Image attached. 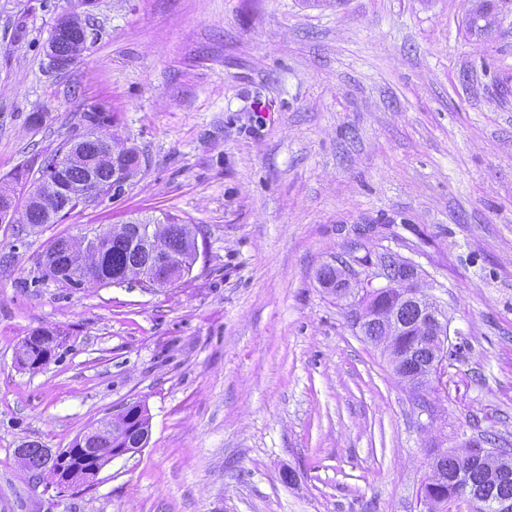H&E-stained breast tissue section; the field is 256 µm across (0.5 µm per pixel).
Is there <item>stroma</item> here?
<instances>
[{
	"label": "stroma",
	"mask_w": 512,
	"mask_h": 512,
	"mask_svg": "<svg viewBox=\"0 0 512 512\" xmlns=\"http://www.w3.org/2000/svg\"><path fill=\"white\" fill-rule=\"evenodd\" d=\"M0 0V180L102 103L141 155L123 195L0 224V512H421L437 451L512 449V0ZM69 11L98 29L52 67ZM44 113L33 126V113ZM196 230L174 287L68 289L54 239L132 216ZM394 255L450 320L422 408L325 267ZM58 331L32 372L15 352ZM144 405L147 444L55 496L17 448Z\"/></svg>",
	"instance_id": "1"
}]
</instances>
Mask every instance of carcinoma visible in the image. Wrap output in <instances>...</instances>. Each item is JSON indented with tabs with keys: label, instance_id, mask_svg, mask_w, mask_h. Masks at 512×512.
Returning a JSON list of instances; mask_svg holds the SVG:
<instances>
[{
	"label": "carcinoma",
	"instance_id": "1",
	"mask_svg": "<svg viewBox=\"0 0 512 512\" xmlns=\"http://www.w3.org/2000/svg\"><path fill=\"white\" fill-rule=\"evenodd\" d=\"M92 28L89 18L73 14L69 27L63 32H52L49 46L55 55L68 58L74 45L79 43L85 31ZM99 111L85 112L80 116V124L93 129V133L81 144L77 158L64 165L55 175V184L62 190L76 191L88 181L94 179L101 190L112 182V154L128 153L132 148L124 145L114 127L117 118L112 109L100 104ZM20 216L31 225L49 224L47 203L41 195L29 193L24 205L16 202L15 194L0 193V222L9 223L14 216ZM129 224H141L149 227L150 233L170 252L182 253L193 247L194 239L189 225L179 223L166 214L163 217H135L127 220ZM97 233L105 238L106 245L98 251L88 249L83 236L59 238L47 248L42 263V275L52 279L63 288L72 287L70 277L77 274L99 272L112 284V279L135 277L149 261V254L142 247L132 243L131 238L119 230V225L110 228H98ZM389 302V296L377 291H364L360 299L361 310L382 307ZM362 333L372 342L391 350V355L400 359L403 373L411 375L414 370L427 363L432 355L429 347H422L412 354L408 349L417 341L415 336H389L375 323L364 325ZM34 339L29 353L17 358L24 366H34L44 354L53 352L58 332L36 329L32 331ZM113 419L125 425L123 437L112 436L107 430L102 435L75 442L74 447L84 448L82 455L71 459L69 466L76 470L74 480L84 477L83 459L95 456V448L113 446L128 448L137 445L145 432L149 431V416L144 409L133 411L129 408L113 416ZM473 448H458L436 455L434 472L423 491L435 500V503L447 506L456 501H469L470 495L478 492L489 483H495L497 495L512 499V454L502 449L499 454L487 457L483 454L484 441H474ZM19 462L23 469L44 475L55 467L49 449L37 444H27L18 449Z\"/></svg>",
	"mask_w": 512,
	"mask_h": 512
}]
</instances>
